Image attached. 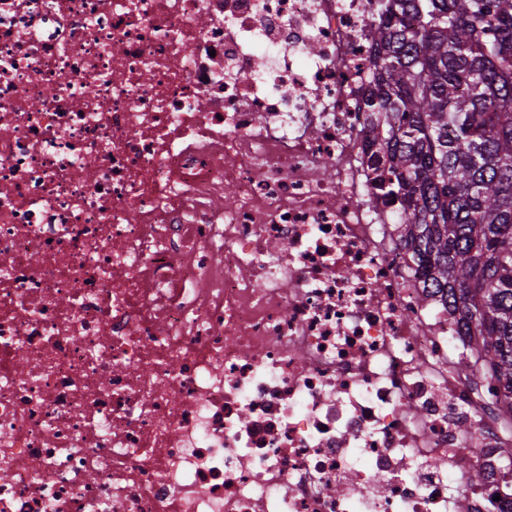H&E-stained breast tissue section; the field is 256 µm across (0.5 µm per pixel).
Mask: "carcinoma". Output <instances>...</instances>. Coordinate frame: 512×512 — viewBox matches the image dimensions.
I'll use <instances>...</instances> for the list:
<instances>
[{
	"mask_svg": "<svg viewBox=\"0 0 512 512\" xmlns=\"http://www.w3.org/2000/svg\"><path fill=\"white\" fill-rule=\"evenodd\" d=\"M363 35L368 203L399 204L429 296L468 338L457 366L512 416V0H383Z\"/></svg>",
	"mask_w": 512,
	"mask_h": 512,
	"instance_id": "obj_1",
	"label": "carcinoma"
}]
</instances>
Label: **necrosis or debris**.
Masks as SVG:
<instances>
[{
  "mask_svg": "<svg viewBox=\"0 0 512 512\" xmlns=\"http://www.w3.org/2000/svg\"><path fill=\"white\" fill-rule=\"evenodd\" d=\"M380 5L0 0V512H512L367 202Z\"/></svg>",
  "mask_w": 512,
  "mask_h": 512,
  "instance_id": "4bbe7bcc",
  "label": "necrosis or debris"
}]
</instances>
